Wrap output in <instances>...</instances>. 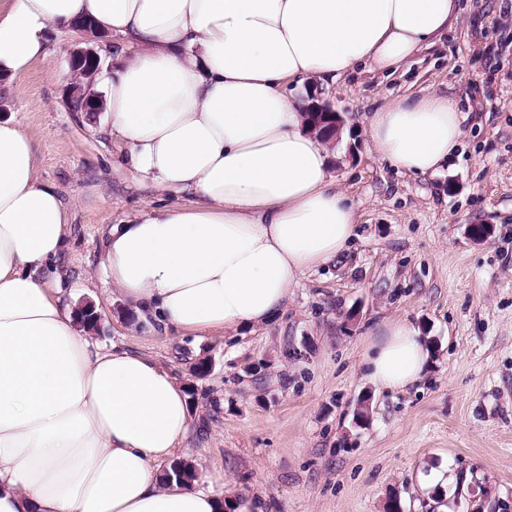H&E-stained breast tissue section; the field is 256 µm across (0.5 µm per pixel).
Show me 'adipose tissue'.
<instances>
[{
    "instance_id": "ef3b65f1",
    "label": "adipose tissue",
    "mask_w": 512,
    "mask_h": 512,
    "mask_svg": "<svg viewBox=\"0 0 512 512\" xmlns=\"http://www.w3.org/2000/svg\"><path fill=\"white\" fill-rule=\"evenodd\" d=\"M455 18V0H0V77L46 59L49 31L79 20L136 45L98 76L105 108L126 169L179 199L111 225L103 271L147 325L208 336L272 319L355 235L329 150L284 85L398 68ZM464 119L453 97L408 96L367 121L381 159L434 174ZM69 234L30 135L0 120V512H265L203 473L160 479L188 397L152 358L76 330L61 297ZM428 359L395 320L369 348V376L404 388Z\"/></svg>"
}]
</instances>
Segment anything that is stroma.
<instances>
[{
  "label": "stroma",
  "mask_w": 512,
  "mask_h": 512,
  "mask_svg": "<svg viewBox=\"0 0 512 512\" xmlns=\"http://www.w3.org/2000/svg\"><path fill=\"white\" fill-rule=\"evenodd\" d=\"M82 42L49 34L46 60L16 79L20 96L0 80V116L30 134L40 179L69 208L61 264L75 304L100 317L92 341L150 355L194 387L184 459L268 512H386L395 496L404 512H512V0H459L448 33L399 71L361 66L324 87L349 131L330 173L356 235L270 322L217 336L154 331L93 278L108 226L169 197L122 165L106 113L68 111V51ZM444 94L468 119L439 173L377 156L371 112ZM472 224L492 225L490 238L472 240ZM397 318L428 337L432 358L416 384L389 390L368 379L365 359ZM204 360L209 371L195 375Z\"/></svg>",
  "instance_id": "obj_1"
}]
</instances>
